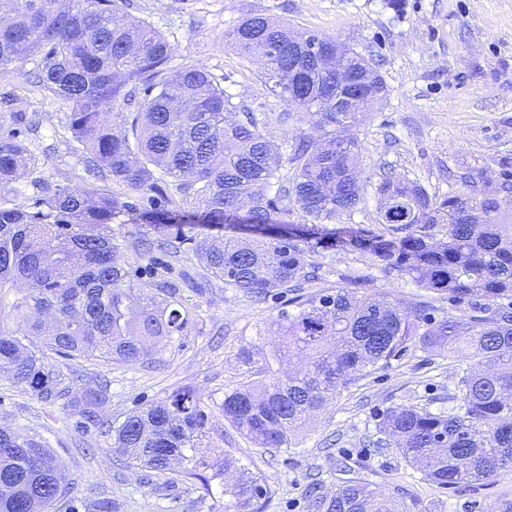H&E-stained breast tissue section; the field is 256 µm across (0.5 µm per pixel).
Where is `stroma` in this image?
Returning a JSON list of instances; mask_svg holds the SVG:
<instances>
[{
	"instance_id": "1",
	"label": "stroma",
	"mask_w": 512,
	"mask_h": 512,
	"mask_svg": "<svg viewBox=\"0 0 512 512\" xmlns=\"http://www.w3.org/2000/svg\"><path fill=\"white\" fill-rule=\"evenodd\" d=\"M129 14L162 31L176 59L204 64L224 77V86L270 133L282 157L302 140L321 136L316 123L289 113L264 83L257 62L240 56L229 35L251 14L287 22L298 31L336 37L382 75L387 92L368 111L354 134L362 145V200L340 224L377 219L375 186L397 172L428 189L448 191L461 175L498 182L503 161H512V0H129ZM21 75L0 76V137L12 129L8 99L26 93ZM29 94V93H26ZM41 115L29 147L39 175L50 183H77L82 155L74 147L65 113L53 100L29 94ZM166 262L165 276L180 289L191 323L151 359L137 363L61 360L72 390L106 391L104 419L119 422L129 413L189 387L208 403L210 446L231 453L260 473L272 496L265 512H314L309 487L335 491L345 478L374 484L385 497L406 503L410 512H492L512 500V470L491 480L443 490L408 466L378 430L387 408L412 405L450 413L457 405L468 359L446 351L409 349L385 369L342 389L309 422L301 443L285 452L255 447L227 422L218 408L225 390L244 381L241 348L258 345L271 321L288 309L287 296L256 302L212 277L189 246L179 253L142 255L139 265ZM316 282L303 294L354 282L366 294L388 293L412 307L427 302L438 315L454 313L447 295L416 288L398 271L374 265L358 251L316 255ZM37 434L64 465L73 498L107 502L112 512H225L224 496H203L192 483L158 487L144 471L121 465L109 435L83 432L59 405L33 400L0 374V426Z\"/></svg>"
}]
</instances>
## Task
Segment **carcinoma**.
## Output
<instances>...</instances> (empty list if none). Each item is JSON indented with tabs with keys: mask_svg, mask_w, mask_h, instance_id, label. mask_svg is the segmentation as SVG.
Returning <instances> with one entry per match:
<instances>
[{
	"mask_svg": "<svg viewBox=\"0 0 512 512\" xmlns=\"http://www.w3.org/2000/svg\"><path fill=\"white\" fill-rule=\"evenodd\" d=\"M127 0H0V75L35 61L36 90L67 109L68 129L85 170L103 181L73 186L35 176L38 161L20 134L40 114L26 97L11 100L15 128L0 139V185L28 181L30 204L0 200V371L37 401H63L84 431L97 427L102 390L70 391L50 360L136 362L184 331L189 311L173 283L139 276L125 233L146 224L230 230L187 237L209 273L255 296L315 278L314 256L361 250L418 288L448 295L467 319L435 316L429 303L406 308L381 293L338 287L296 295L297 308L272 325L277 338L253 352V378L224 391V420L258 448H295L312 413L356 376L389 366L414 344L472 359L455 411L399 405L383 412L379 432L442 489L486 481L512 469V222L494 199L472 194L469 180L444 194L400 174L376 186L374 224H334L361 201L362 147L348 131L367 102L301 51L311 37L260 14L230 34L239 53L263 65L262 77L293 111L316 119L321 143L294 147L291 174L281 154L219 78L204 65L171 66L175 47ZM292 207H280L283 199ZM298 213L303 223L288 215ZM41 341L33 350L21 337ZM259 359H254V356ZM202 395L185 387L109 423L112 448L129 468L159 476L181 465V480L222 486L236 512H263L264 478L230 453L211 454ZM63 464L40 436L0 427V512H48L68 496ZM317 512H409L372 485L346 481L310 491Z\"/></svg>",
	"mask_w": 512,
	"mask_h": 512,
	"instance_id": "cac0c4a2",
	"label": "carcinoma"
}]
</instances>
